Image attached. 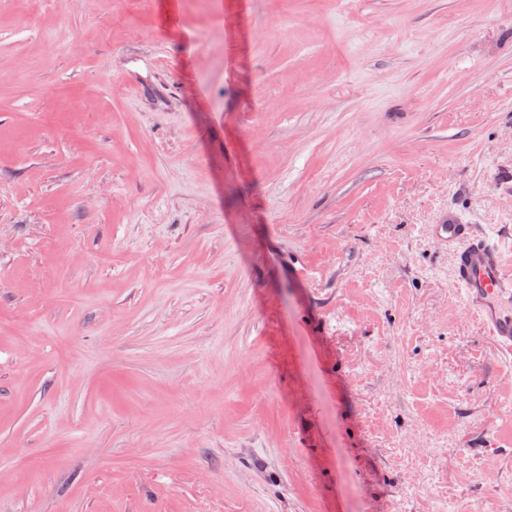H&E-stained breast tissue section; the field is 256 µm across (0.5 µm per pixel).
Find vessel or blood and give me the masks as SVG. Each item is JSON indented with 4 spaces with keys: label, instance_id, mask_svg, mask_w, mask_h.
Instances as JSON below:
<instances>
[{
    "label": "vessel or blood",
    "instance_id": "b4317fda",
    "mask_svg": "<svg viewBox=\"0 0 512 512\" xmlns=\"http://www.w3.org/2000/svg\"><path fill=\"white\" fill-rule=\"evenodd\" d=\"M435 242L453 254L454 276L467 309L483 323L496 348L512 355V274L500 243L464 217L441 212L431 229Z\"/></svg>",
    "mask_w": 512,
    "mask_h": 512
}]
</instances>
